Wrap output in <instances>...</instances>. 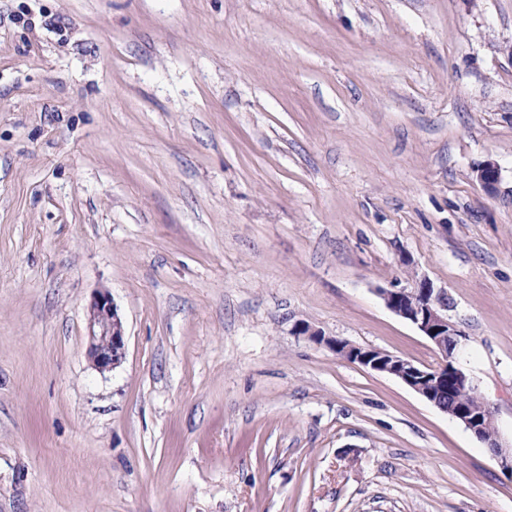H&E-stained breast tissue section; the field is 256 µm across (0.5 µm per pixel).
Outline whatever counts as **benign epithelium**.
<instances>
[{
  "mask_svg": "<svg viewBox=\"0 0 512 512\" xmlns=\"http://www.w3.org/2000/svg\"><path fill=\"white\" fill-rule=\"evenodd\" d=\"M498 177V168L493 163L478 170V179L489 193L494 192ZM381 298L392 313L413 325L435 347L441 357L438 365H420L386 351L327 340L303 321L295 324V333L317 342L324 341L347 361L399 380L462 424L477 440L484 441L482 416L492 419L494 414L485 403L482 404V416L473 412L466 403V399L476 398L478 394L472 379L457 362L456 355L465 333L448 317L451 308L448 292L423 276L415 278L409 288L381 291ZM88 338V356L98 370L109 371L125 360V330L117 306L106 292H98L90 302ZM448 392L458 397V401L449 406L442 400V395ZM486 447L492 449L502 468L512 474V448L502 445L497 439L486 443Z\"/></svg>",
  "mask_w": 512,
  "mask_h": 512,
  "instance_id": "obj_1",
  "label": "benign epithelium"
}]
</instances>
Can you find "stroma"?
<instances>
[{
	"label": "stroma",
	"mask_w": 512,
	"mask_h": 512,
	"mask_svg": "<svg viewBox=\"0 0 512 512\" xmlns=\"http://www.w3.org/2000/svg\"><path fill=\"white\" fill-rule=\"evenodd\" d=\"M511 45L512 0H0V512H512L294 333L437 365L379 295L427 277L512 442ZM88 320V356L101 372L113 370L126 358V335L117 306L107 292L93 297Z\"/></svg>",
	"instance_id": "stroma-1"
}]
</instances>
